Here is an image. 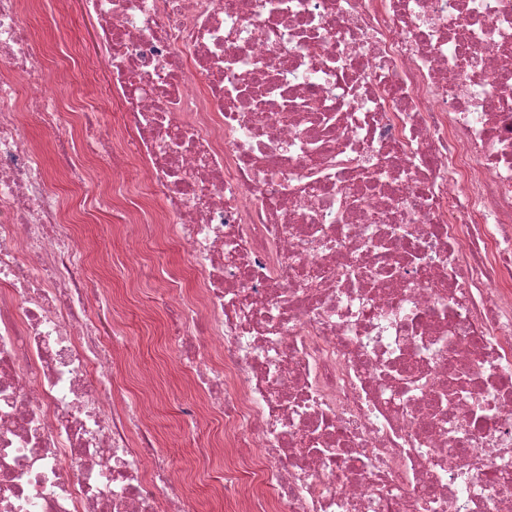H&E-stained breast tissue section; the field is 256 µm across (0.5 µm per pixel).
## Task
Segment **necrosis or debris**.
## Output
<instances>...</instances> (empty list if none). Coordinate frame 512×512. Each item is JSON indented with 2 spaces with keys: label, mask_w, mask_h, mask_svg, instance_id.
Returning a JSON list of instances; mask_svg holds the SVG:
<instances>
[{
  "label": "necrosis or debris",
  "mask_w": 512,
  "mask_h": 512,
  "mask_svg": "<svg viewBox=\"0 0 512 512\" xmlns=\"http://www.w3.org/2000/svg\"><path fill=\"white\" fill-rule=\"evenodd\" d=\"M84 3L133 133L83 109L79 167L37 0H0V512H512V0ZM33 123L85 214L150 216L199 279L141 314L225 450L207 493L92 327L115 299Z\"/></svg>",
  "instance_id": "necrosis-or-debris-1"
}]
</instances>
